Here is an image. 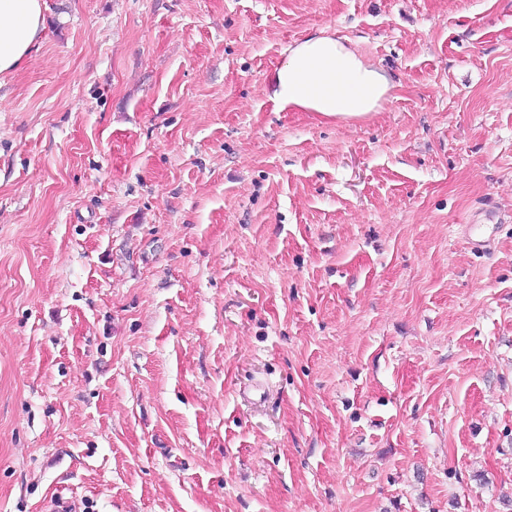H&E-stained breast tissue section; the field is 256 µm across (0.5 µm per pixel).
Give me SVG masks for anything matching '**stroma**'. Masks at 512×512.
<instances>
[{
    "label": "stroma",
    "mask_w": 512,
    "mask_h": 512,
    "mask_svg": "<svg viewBox=\"0 0 512 512\" xmlns=\"http://www.w3.org/2000/svg\"><path fill=\"white\" fill-rule=\"evenodd\" d=\"M45 2L0 76V512H505L512 0ZM322 30L393 76L366 119L268 98Z\"/></svg>",
    "instance_id": "35a3bbf8"
}]
</instances>
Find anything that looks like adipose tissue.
Here are the masks:
<instances>
[{"label": "adipose tissue", "instance_id": "obj_1", "mask_svg": "<svg viewBox=\"0 0 512 512\" xmlns=\"http://www.w3.org/2000/svg\"><path fill=\"white\" fill-rule=\"evenodd\" d=\"M45 30L44 0H0V74L17 70ZM394 81L346 40L322 31L288 46L270 81L277 110L357 120L378 111Z\"/></svg>", "mask_w": 512, "mask_h": 512}]
</instances>
